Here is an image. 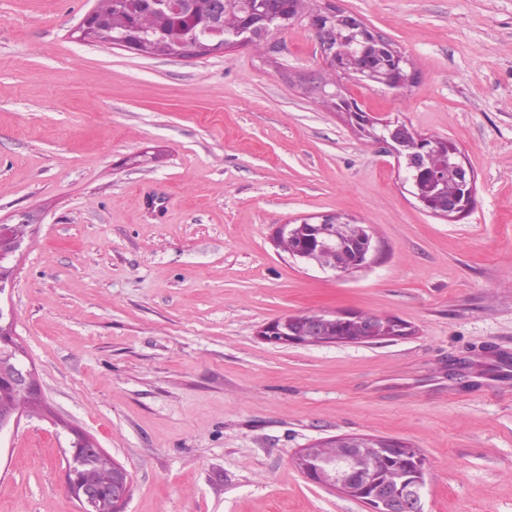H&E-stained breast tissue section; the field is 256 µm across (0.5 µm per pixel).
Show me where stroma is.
I'll return each instance as SVG.
<instances>
[{
	"label": "stroma",
	"mask_w": 512,
	"mask_h": 512,
	"mask_svg": "<svg viewBox=\"0 0 512 512\" xmlns=\"http://www.w3.org/2000/svg\"><path fill=\"white\" fill-rule=\"evenodd\" d=\"M340 3L415 65L408 89L347 95L470 164L457 221L307 93L324 65L305 22L261 50L147 57L78 40L98 0H0V224L35 218L0 305L45 407L0 435V512H79L74 429L128 470L124 512H371L295 465L356 435L423 454L424 512H512V0ZM320 213L370 227L369 266L274 245ZM361 312L411 332L261 337ZM291 317H282L264 327L261 332L263 339L271 344H305V336H299L293 332Z\"/></svg>",
	"instance_id": "obj_1"
}]
</instances>
